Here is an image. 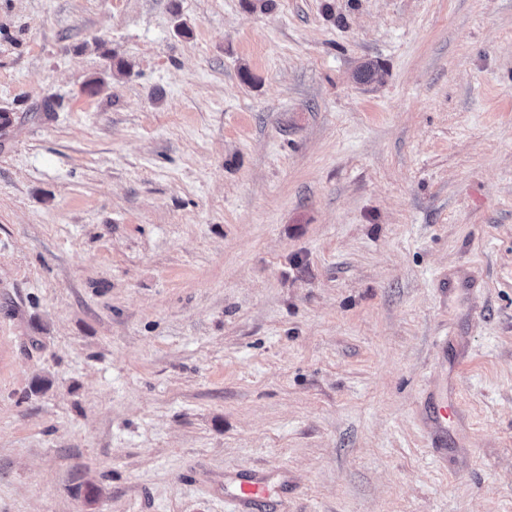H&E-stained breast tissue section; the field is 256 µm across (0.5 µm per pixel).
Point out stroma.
Segmentation results:
<instances>
[{
	"mask_svg": "<svg viewBox=\"0 0 512 512\" xmlns=\"http://www.w3.org/2000/svg\"><path fill=\"white\" fill-rule=\"evenodd\" d=\"M1 110L0 512H512V0H0ZM434 413L431 432L433 440L439 441L448 428V419L455 418L459 413V408L453 402L448 403V396H443L436 402ZM238 494L234 496L239 503H251L266 498L270 494L267 483L253 473L246 472L237 478Z\"/></svg>",
	"mask_w": 512,
	"mask_h": 512,
	"instance_id": "35a3bbf8",
	"label": "stroma"
}]
</instances>
